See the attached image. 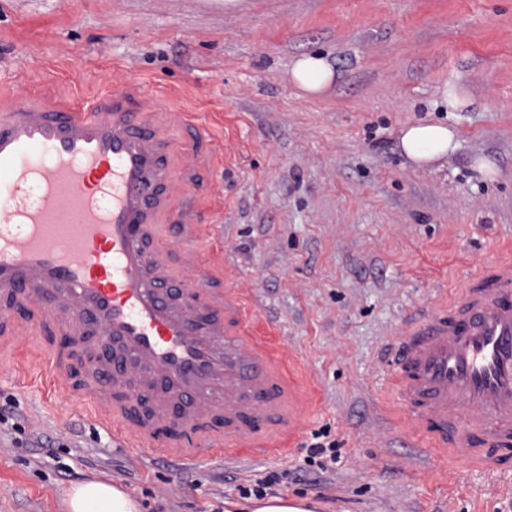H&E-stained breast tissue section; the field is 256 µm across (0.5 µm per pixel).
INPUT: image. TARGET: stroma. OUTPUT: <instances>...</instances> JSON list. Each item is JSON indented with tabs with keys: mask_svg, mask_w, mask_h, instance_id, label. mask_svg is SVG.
Masks as SVG:
<instances>
[{
	"mask_svg": "<svg viewBox=\"0 0 512 512\" xmlns=\"http://www.w3.org/2000/svg\"><path fill=\"white\" fill-rule=\"evenodd\" d=\"M314 52L338 77L309 98L288 71ZM119 79L189 112L169 137L204 158V264L247 289L308 418L282 450L137 456L5 362L0 512H67L92 479L140 512H241L239 486L271 472L270 495L313 512H512V480L449 471L413 432L383 358L409 316L512 252V0H0V88L92 100ZM417 121L456 151L410 165L398 132ZM318 432L338 448L325 470L306 461Z\"/></svg>",
	"mask_w": 512,
	"mask_h": 512,
	"instance_id": "stroma-1",
	"label": "stroma"
}]
</instances>
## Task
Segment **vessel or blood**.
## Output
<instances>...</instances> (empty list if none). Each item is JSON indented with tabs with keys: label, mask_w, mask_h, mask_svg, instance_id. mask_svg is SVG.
Instances as JSON below:
<instances>
[{
	"label": "vessel or blood",
	"mask_w": 512,
	"mask_h": 512,
	"mask_svg": "<svg viewBox=\"0 0 512 512\" xmlns=\"http://www.w3.org/2000/svg\"><path fill=\"white\" fill-rule=\"evenodd\" d=\"M175 109L136 84L104 98L0 94V347L23 326L71 333L89 350L100 390L73 383L67 408L88 409L124 447L192 460L163 426L214 420L206 447L234 451L293 432L304 416L274 355L250 331L239 285H166L163 224L201 227L172 209L197 155L168 151ZM387 355L412 425L449 461L512 472V255L486 263L433 313L410 318Z\"/></svg>",
	"instance_id": "obj_1"
}]
</instances>
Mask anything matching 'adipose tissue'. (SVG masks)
Segmentation results:
<instances>
[{"label": "adipose tissue", "mask_w": 512, "mask_h": 512, "mask_svg": "<svg viewBox=\"0 0 512 512\" xmlns=\"http://www.w3.org/2000/svg\"><path fill=\"white\" fill-rule=\"evenodd\" d=\"M288 76L304 94L317 96L334 82L336 73L324 57L304 54L293 62ZM398 147L413 165L424 168L453 153L458 141L448 126L421 121L401 129ZM68 508L70 512H139L140 506L111 482L90 480L70 489Z\"/></svg>", "instance_id": "obj_1"}]
</instances>
